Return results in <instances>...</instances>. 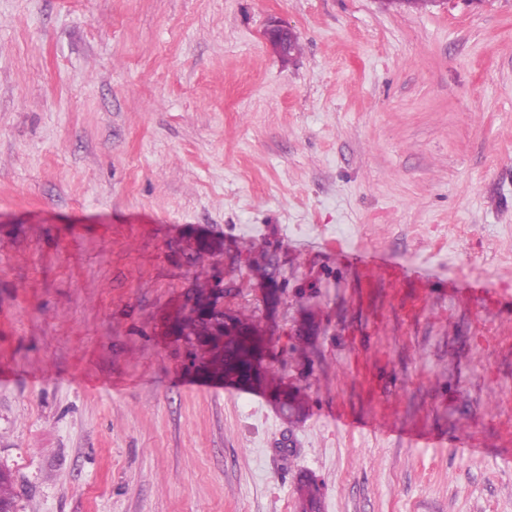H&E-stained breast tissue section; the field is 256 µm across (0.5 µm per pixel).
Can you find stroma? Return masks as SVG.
I'll list each match as a JSON object with an SVG mask.
<instances>
[{
    "label": "stroma",
    "instance_id": "obj_1",
    "mask_svg": "<svg viewBox=\"0 0 512 512\" xmlns=\"http://www.w3.org/2000/svg\"><path fill=\"white\" fill-rule=\"evenodd\" d=\"M218 278L307 398L295 430L170 331ZM456 281L512 297V0H0L16 512H300L302 471L321 512H512V313Z\"/></svg>",
    "mask_w": 512,
    "mask_h": 512
}]
</instances>
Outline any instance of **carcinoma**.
<instances>
[{"instance_id":"carcinoma-1","label":"carcinoma","mask_w":512,"mask_h":512,"mask_svg":"<svg viewBox=\"0 0 512 512\" xmlns=\"http://www.w3.org/2000/svg\"><path fill=\"white\" fill-rule=\"evenodd\" d=\"M188 258L195 264L203 263L214 251V246L200 239L189 238L185 246ZM213 287L209 282L197 283L183 296L173 331L190 347L191 365L210 376H229L242 384L258 377V388L272 396L287 395L291 398L289 410L281 414L293 431L306 416L307 403L297 391H290L281 380L266 368L254 369L249 352L244 345L243 332L256 329L252 316L241 312L225 315L213 300ZM302 512H321L320 488L305 474L299 475L296 488ZM0 503L15 507V494L10 475L0 470Z\"/></svg>"}]
</instances>
